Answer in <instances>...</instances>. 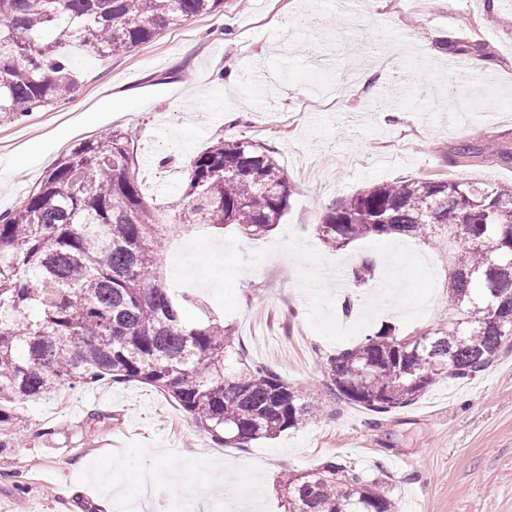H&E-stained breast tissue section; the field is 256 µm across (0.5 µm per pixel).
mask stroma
<instances>
[{"instance_id":"1","label":"stroma","mask_w":512,"mask_h":512,"mask_svg":"<svg viewBox=\"0 0 512 512\" xmlns=\"http://www.w3.org/2000/svg\"><path fill=\"white\" fill-rule=\"evenodd\" d=\"M488 61L448 90L449 74ZM74 97L0 123V212L15 209L74 144L104 128L135 134L143 193L163 208L193 158L224 137L263 143L291 186L268 236L238 237L243 256L293 230L350 271L362 239L332 252L314 227L326 207L398 178L512 183V0H226L223 11L163 31L134 52L77 56ZM375 75L368 87L358 77ZM337 102L308 107L311 90ZM401 96L386 101L387 87ZM504 156L462 162L460 145ZM225 314L248 360L322 391L318 352L337 346L307 322L298 265L274 253L243 270ZM248 448L216 445L154 388L102 381L19 406L0 426V512H123L143 481L148 512H284L285 471L342 456L385 473L400 512H512V349L476 378L439 380L412 405L376 414L346 402Z\"/></svg>"}]
</instances>
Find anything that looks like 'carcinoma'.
Wrapping results in <instances>:
<instances>
[{"label":"carcinoma","mask_w":512,"mask_h":512,"mask_svg":"<svg viewBox=\"0 0 512 512\" xmlns=\"http://www.w3.org/2000/svg\"><path fill=\"white\" fill-rule=\"evenodd\" d=\"M224 9V0H0V118L70 99L73 53L109 57ZM135 135L110 128L59 157L20 205L0 213V424L17 405L108 379L174 400L217 445L245 448L316 417L328 401L377 414L443 378L470 380L512 345V184L400 179L326 209L316 231L338 251L405 235L445 255L446 316L411 333L383 324L320 361L318 397L247 360L235 332L160 275L171 225L265 237L288 208L272 151L218 139L191 161L160 222L136 169ZM376 261L351 270L356 291ZM288 512H399L390 489L339 456L282 477Z\"/></svg>","instance_id":"carcinoma-1"}]
</instances>
